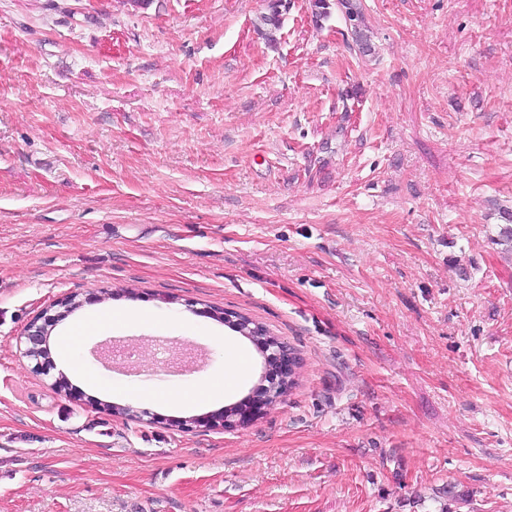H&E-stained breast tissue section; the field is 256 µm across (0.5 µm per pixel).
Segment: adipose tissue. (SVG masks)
Returning a JSON list of instances; mask_svg holds the SVG:
<instances>
[{
	"mask_svg": "<svg viewBox=\"0 0 512 512\" xmlns=\"http://www.w3.org/2000/svg\"><path fill=\"white\" fill-rule=\"evenodd\" d=\"M227 361L230 366V373L221 384H207L189 388L176 393L147 392L143 398L146 402L161 404L173 408H192L209 404L223 397L224 394L232 392L239 378L248 371L247 357L242 349L235 342H228Z\"/></svg>",
	"mask_w": 512,
	"mask_h": 512,
	"instance_id": "1",
	"label": "adipose tissue"
}]
</instances>
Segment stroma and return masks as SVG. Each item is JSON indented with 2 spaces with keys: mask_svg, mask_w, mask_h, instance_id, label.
I'll return each instance as SVG.
<instances>
[{
  "mask_svg": "<svg viewBox=\"0 0 512 512\" xmlns=\"http://www.w3.org/2000/svg\"><path fill=\"white\" fill-rule=\"evenodd\" d=\"M360 3L368 55L310 0L270 41L266 0H0V512H512V0ZM68 293L54 336L131 316L74 399L18 343ZM211 307L293 348L289 394L101 410L223 374ZM160 339L202 367L92 354ZM249 404L253 405L250 398L244 400L243 403H241L240 405L232 407V415L229 419L224 417V412H225V410H224V412H222V413L211 415L208 417H203V418L194 417L189 420H184L185 421L184 426H195V427L208 428V427L222 426V425H224V423L226 425H236L237 423H241V422L244 423L243 421H241V418L244 416L243 406L246 408V406ZM237 417H239V418L237 419Z\"/></svg>",
  "mask_w": 512,
  "mask_h": 512,
  "instance_id": "1",
  "label": "stroma"
}]
</instances>
